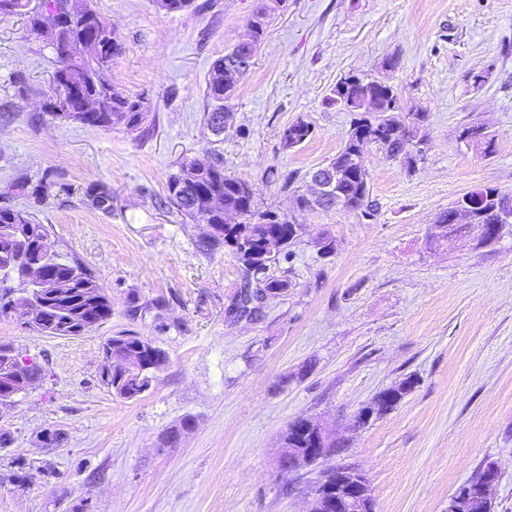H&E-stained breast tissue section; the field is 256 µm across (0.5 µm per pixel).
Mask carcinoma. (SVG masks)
<instances>
[{
	"label": "carcinoma",
	"mask_w": 512,
	"mask_h": 512,
	"mask_svg": "<svg viewBox=\"0 0 512 512\" xmlns=\"http://www.w3.org/2000/svg\"><path fill=\"white\" fill-rule=\"evenodd\" d=\"M46 11L29 12L27 0H0V14H24L30 30L46 40L55 53L56 67L49 95V112L59 116V100H71L66 73L80 82L76 96L92 101L93 109L81 116L63 119L109 130L123 126L137 130L149 120L146 101L118 90L104 80L103 73L120 50L114 27L102 20L93 0H84L81 15L62 20L71 8V0H50ZM275 11L271 0H258L245 40L235 46L237 53L247 55L262 42L269 19ZM239 81L226 80L224 59L212 66L206 95L211 113L224 110ZM332 99L344 110L357 114L351 123L344 145L332 159L336 168H349V156L366 149L364 133L374 135L379 147L394 158H402L412 169L417 160L415 138L420 131L421 116L416 112L402 113L394 88H379L373 81L354 77L339 80L332 90ZM313 134L310 123L296 120L280 133L282 147L292 149L303 144ZM345 198V209L364 213L376 211L371 199L370 181L359 175L343 180L339 186ZM169 201L185 216L196 222L207 221L210 232L203 239V248L214 251L221 246L232 249L245 273V280L236 297L235 311L240 316H255L261 308L255 305L261 294L279 298L292 287L287 277L268 274L276 256L291 255L301 231L293 225L280 223L278 213H256L254 188L246 181L224 173V166L212 163L201 168L194 161L183 164L167 184ZM241 212L240 224L224 223V213ZM49 237L45 224H38L31 215L12 206H0V314L18 310H35L45 301L47 310H36L43 321L44 336H81L101 326L112 317V297L104 287L76 261L60 259L56 253L42 249ZM38 265L45 271L42 287L34 288L24 279L26 267ZM112 353V372L101 375V382L118 397L135 399L152 386L156 374L164 369L168 355L153 341L142 336L120 332L109 337L103 353ZM42 378V369L29 362L25 374L17 379L0 377V383L30 385ZM283 448H318L315 432L308 418L292 420L281 437Z\"/></svg>",
	"instance_id": "1"
}]
</instances>
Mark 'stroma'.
Listing matches in <instances>:
<instances>
[{"mask_svg": "<svg viewBox=\"0 0 512 512\" xmlns=\"http://www.w3.org/2000/svg\"><path fill=\"white\" fill-rule=\"evenodd\" d=\"M256 4L194 0L169 14L155 0H95L121 43L105 79L151 108L137 131L53 119L52 49L25 16L0 15V205L49 225L53 249L112 297L111 318L77 337L0 315V343L43 369L0 409V512H307L320 469L335 465L365 475L374 512H448L489 462L493 512H512V235L481 247L475 225L454 247L427 243L436 214L467 192L512 194V0H283L217 137L204 121L211 66ZM349 74L388 79L404 109L426 112L421 158L411 171L369 147L376 215L298 212L305 234L269 269L290 277L288 293L234 318L241 265L200 249L207 227L169 202L168 180L183 162L217 160L253 185L259 210H289V177L344 144L352 115L331 94ZM299 118L311 137L283 149L281 129ZM477 126L491 146L462 139ZM24 175L49 177L43 201L18 190ZM101 186L103 206L91 198ZM323 230L336 239L328 258L314 245ZM132 293L163 307L129 317ZM119 332L169 358L131 400L101 382L103 344ZM407 377L394 410L352 429ZM302 416L342 446L281 472V436ZM50 430L59 444H44Z\"/></svg>", "mask_w": 512, "mask_h": 512, "instance_id": "obj_1", "label": "stroma"}]
</instances>
